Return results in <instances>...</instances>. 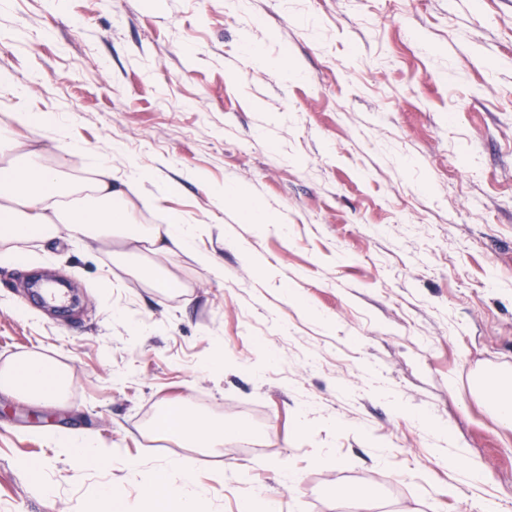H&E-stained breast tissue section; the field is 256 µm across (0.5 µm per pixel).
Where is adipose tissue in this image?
<instances>
[{"label": "adipose tissue", "mask_w": 512, "mask_h": 512, "mask_svg": "<svg viewBox=\"0 0 512 512\" xmlns=\"http://www.w3.org/2000/svg\"><path fill=\"white\" fill-rule=\"evenodd\" d=\"M39 149H24L12 128L0 127V244L6 257L20 262L24 246L35 238L49 239L59 226H67L75 238L100 239L109 233L130 242L150 244L157 255L174 256L193 249L195 234L191 225L178 215L167 223L149 226L137 222L129 206V196L138 185L131 180L118 181L107 162H100L87 188L93 194L91 205L78 208L65 205L54 172L35 164ZM69 380L67 369L52 358L31 352L0 367V392L16 395L34 403L61 400ZM157 427L188 445L215 447L224 440V427L182 404L172 407L171 417ZM47 440L62 453L85 468H106L122 463L130 480H140L141 464L124 457L121 449L99 447L92 436L59 430ZM168 467L153 472L142 491L158 512H202L207 491L182 471L179 479H170Z\"/></svg>", "instance_id": "ef3b65f1"}]
</instances>
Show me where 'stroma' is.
Listing matches in <instances>:
<instances>
[{
  "instance_id": "obj_1",
  "label": "stroma",
  "mask_w": 512,
  "mask_h": 512,
  "mask_svg": "<svg viewBox=\"0 0 512 512\" xmlns=\"http://www.w3.org/2000/svg\"><path fill=\"white\" fill-rule=\"evenodd\" d=\"M1 73L0 125L62 183L105 157L145 196L176 185L136 215L197 239L120 256L63 227L0 259V365L70 371L59 406L0 393V512H98L104 482L137 512L141 485L57 456L58 429L184 463L206 512H512V429L483 397L512 373V0H0ZM35 270L69 312L29 298ZM175 401L223 446L154 430Z\"/></svg>"
}]
</instances>
